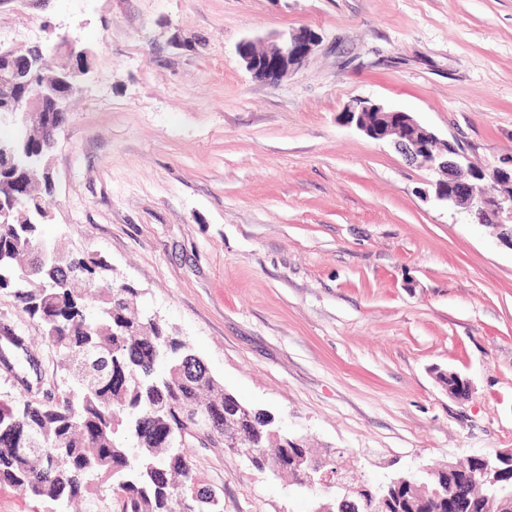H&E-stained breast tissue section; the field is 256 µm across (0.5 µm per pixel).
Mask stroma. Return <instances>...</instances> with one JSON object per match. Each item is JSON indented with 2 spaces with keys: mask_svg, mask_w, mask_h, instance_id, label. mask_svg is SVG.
<instances>
[{
  "mask_svg": "<svg viewBox=\"0 0 512 512\" xmlns=\"http://www.w3.org/2000/svg\"><path fill=\"white\" fill-rule=\"evenodd\" d=\"M301 27L306 63L253 78L239 42ZM0 32L53 69L59 34L93 53L45 236L103 259L227 391L374 482L512 448V249L339 119L368 98L474 165L511 161L512 0H0ZM4 331L29 357L0 366V398L56 392L65 370L1 292ZM183 451L224 512H311L224 446Z\"/></svg>",
  "mask_w": 512,
  "mask_h": 512,
  "instance_id": "stroma-1",
  "label": "stroma"
}]
</instances>
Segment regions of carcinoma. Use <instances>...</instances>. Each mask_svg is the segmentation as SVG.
<instances>
[{
    "label": "carcinoma",
    "instance_id": "1",
    "mask_svg": "<svg viewBox=\"0 0 512 512\" xmlns=\"http://www.w3.org/2000/svg\"><path fill=\"white\" fill-rule=\"evenodd\" d=\"M14 147L0 159V178L26 183L37 175V138L19 133L0 141ZM42 203L20 198L0 220V290L38 320L43 340L71 382L44 401L0 400V485L21 487L70 512H173L179 492L192 512H224L182 452L188 437L233 447L224 417L241 401L159 319L135 308L137 291L106 277L92 254L64 253L44 236ZM252 466L272 467L308 489L291 469L292 454L268 434L266 413L252 410L244 423ZM388 512H448V494L427 499L394 497Z\"/></svg>",
    "mask_w": 512,
    "mask_h": 512
}]
</instances>
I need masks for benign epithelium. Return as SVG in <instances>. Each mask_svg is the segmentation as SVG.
Wrapping results in <instances>:
<instances>
[{
  "mask_svg": "<svg viewBox=\"0 0 512 512\" xmlns=\"http://www.w3.org/2000/svg\"><path fill=\"white\" fill-rule=\"evenodd\" d=\"M317 42L314 31L300 28L276 37L259 53L255 52V42L245 39L238 44L237 53L254 77L275 84L301 67ZM60 44L76 58L77 66L57 75L46 73L45 49L40 46L21 61L13 50L0 49V123L25 130L39 127L46 131L51 148L60 128L53 122L52 114L68 111L66 101L57 97V88L78 86L89 72L84 64L90 55L88 49L77 48V41L66 34L60 36ZM341 119L373 140L392 141L409 162L440 174L441 178L431 183L435 197L465 213L473 223L492 228L498 242L512 249V167H476L459 145L422 127L409 113L388 109L369 99L349 105ZM487 177L496 184L498 193L488 196L475 190V182ZM448 376L455 377V381L443 386L450 396L462 399L472 392L469 379L456 371L448 372ZM226 424L235 431L234 445L239 455L252 458L254 449L241 433L239 420L230 418ZM477 459L480 467L467 474L463 485H448V505L461 503V497L477 485L496 490V494L487 497L485 512H505L504 504H512V449L479 455ZM304 464L307 485L318 486L326 495L347 501L352 509H357L356 497L367 487L356 473L335 471L331 460L317 454L304 458ZM414 475V471L407 470L390 477L388 489L403 485L417 491L426 489L412 481Z\"/></svg>",
  "mask_w": 512,
  "mask_h": 512,
  "instance_id": "7a95c632",
  "label": "benign epithelium"
}]
</instances>
